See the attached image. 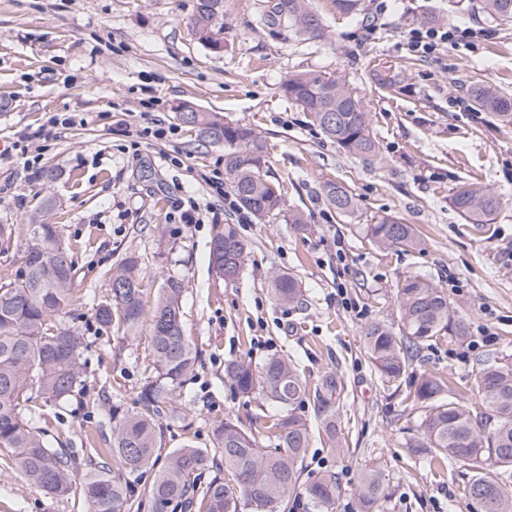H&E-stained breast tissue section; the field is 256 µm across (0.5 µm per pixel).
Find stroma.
<instances>
[{"mask_svg":"<svg viewBox=\"0 0 512 512\" xmlns=\"http://www.w3.org/2000/svg\"><path fill=\"white\" fill-rule=\"evenodd\" d=\"M326 26L321 41L263 19L267 0H224L223 48L198 41L196 0H0V282L15 278L32 217L47 215L75 262L66 321L86 336V379L96 402L36 403L24 413L51 448L90 455L112 445V406L134 408L149 374L145 336L101 328L97 303L109 272L139 256L149 290L173 278L184 288L182 319L197 360L159 419L160 456L192 445L212 448L225 417L249 425L281 407L238 394L224 376L234 360L260 366L292 360L310 386L325 376L335 429L314 399L300 407L311 433L302 478L334 472L341 487L332 512H359L364 471L380 469L388 494L374 512H481L465 494L473 475L459 463L435 465L409 444L418 418L407 394L420 374L447 377L461 402L478 405L476 367L512 355V122L475 110L469 92L512 94V22L486 16L478 0H361L360 13H336L314 0ZM481 30L472 45L434 58L408 48L426 16ZM317 71L343 77L361 98L379 143L376 156L350 155L309 112L288 99V76ZM394 79L387 93L381 76ZM250 126L267 144L265 170L282 187L274 215L229 210L204 181L224 174V147L179 118L184 107ZM173 127L159 141H137L141 112ZM72 113L67 130L53 115ZM55 170L45 181V170ZM344 185L357 210L341 218L324 203L325 182ZM495 192L490 224H470L449 202L462 184ZM200 221L183 223L188 199ZM302 212L305 228L289 224ZM404 218L416 247L381 249L366 238L373 217ZM236 225L250 245L242 273L228 282L209 267L217 225ZM292 274L303 297L283 305L271 277ZM420 276L444 289L469 325L465 339L420 349L407 374L383 382L363 345L382 321L400 329L398 285ZM0 512H87L80 488L56 498L30 486L0 452Z\"/></svg>","mask_w":512,"mask_h":512,"instance_id":"35a3bbf8","label":"stroma"}]
</instances>
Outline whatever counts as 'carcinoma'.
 Returning a JSON list of instances; mask_svg holds the SVG:
<instances>
[{"mask_svg":"<svg viewBox=\"0 0 512 512\" xmlns=\"http://www.w3.org/2000/svg\"><path fill=\"white\" fill-rule=\"evenodd\" d=\"M490 16L512 20V0H480ZM224 0H197L191 18L197 39L210 49L222 45L220 15ZM266 22H286L295 34L321 40L326 29L312 0H277ZM284 92L309 112L326 137L344 151L361 156L378 152L362 100L341 77L320 72L292 75ZM473 106L512 122V96L490 87L470 90ZM189 124L213 143L224 145V168L241 206L262 219L282 204L280 184L263 174L267 145L246 125L224 121L211 112L190 107ZM326 205L341 217L354 214L357 204L350 191L335 182L322 187ZM450 204L470 224H489L500 206L497 194L478 184H465L450 197ZM366 235L383 249L412 248L418 240L411 225L397 215L379 216L366 225ZM28 243L15 279L0 284V452L34 487L56 497L70 494L76 480L88 504V512H130L138 499L150 500L152 512H167L174 503H184L196 512H278L289 495L303 490L314 507L331 512L339 485L336 475L322 473L300 484L301 464L310 445L306 419L296 413L305 401L307 382L287 359L269 357L258 368L235 361L224 369L240 394H259L277 403L284 414L271 422L245 429L230 418L214 431L216 451L186 445L171 452L165 465L146 486L140 475L158 450V418L176 385L192 370L197 353L181 319L182 284L169 279L158 288L150 310H145L147 288L138 257L130 254L112 267L110 296L94 308L97 323L117 324L131 336L147 333V351L153 376L142 387L138 407L112 405V460L91 467L74 453L48 448L23 414V404L41 398L64 401L73 395L90 398L82 361L86 336L59 317L71 301L74 265L71 249L58 225L33 218L28 225ZM249 244L233 224L218 228L210 242V263L223 277L240 275ZM273 294L284 304L302 296L294 276L279 273L272 278ZM402 329L396 333L383 322H373L364 331V346L382 381L394 383L409 370L414 353L449 335L458 340L468 334L467 324L448 306L444 290L420 276L407 277L398 290ZM148 325H143L144 314ZM475 384L481 405L460 403L458 393L444 377L422 374L414 384L412 410L420 420V436L412 452L429 461L459 462L464 457L488 464L499 474L512 476V363L497 362L481 367ZM275 440L273 448L262 445ZM224 462L201 488L199 476ZM228 476H223V473ZM383 474L375 469L362 475L360 512H373L385 496ZM482 512H512V493L503 484L477 471L465 488Z\"/></svg>","mask_w":512,"mask_h":512,"instance_id":"carcinoma-1","label":"carcinoma"}]
</instances>
